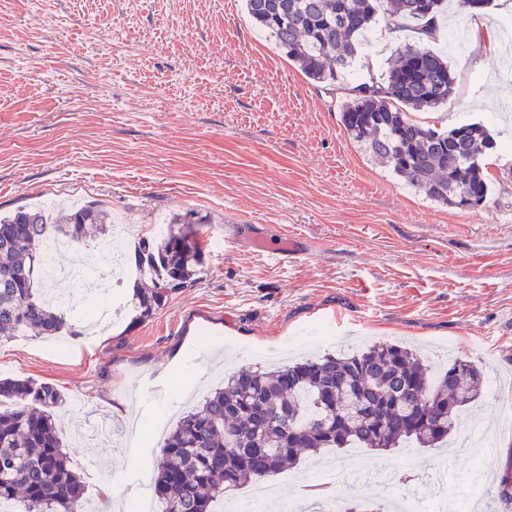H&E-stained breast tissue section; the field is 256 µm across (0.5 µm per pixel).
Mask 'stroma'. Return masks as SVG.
<instances>
[{
  "mask_svg": "<svg viewBox=\"0 0 512 512\" xmlns=\"http://www.w3.org/2000/svg\"><path fill=\"white\" fill-rule=\"evenodd\" d=\"M481 19L495 49L475 47L472 14L453 0L434 50L457 79L448 104L414 113L442 130L480 122L512 138V14ZM481 158L492 197L469 210L438 205L375 163L344 132L329 94L274 46L243 0H0V213L66 197L125 216L129 239L190 209L199 282L138 322L120 317L97 339H1L0 377L56 386L61 414L125 433L137 457L97 436L74 443L86 493L118 482L136 512L138 460L159 463L161 438L225 373L376 342L446 351L482 366L477 403L454 439L512 441L499 403L512 396V162ZM300 241L269 255L257 239ZM94 412L74 408L75 398ZM335 474L339 502L389 512L419 496L425 512L487 501L512 477V448L487 456L444 448L328 449L277 475L297 499Z\"/></svg>",
  "mask_w": 512,
  "mask_h": 512,
  "instance_id": "stroma-1",
  "label": "stroma"
}]
</instances>
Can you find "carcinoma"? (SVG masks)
<instances>
[{
  "label": "carcinoma",
  "instance_id": "cac0c4a2",
  "mask_svg": "<svg viewBox=\"0 0 512 512\" xmlns=\"http://www.w3.org/2000/svg\"><path fill=\"white\" fill-rule=\"evenodd\" d=\"M443 2L245 0V9L310 81L344 93L341 124L366 153L429 200L462 208L467 198L482 205L490 196L481 157L497 142L481 122L441 132L409 116L455 93L444 57L409 45L381 79L344 82L379 14L430 36ZM106 219L98 201L65 204L55 216L21 208L0 218V337L77 335L67 314L41 299L44 241L105 239L112 232ZM208 223L189 210L171 219L164 236L139 239L133 261L151 287L127 301L138 320L200 279L205 252L195 225ZM483 383L481 370L463 355L434 374L411 349L392 343L271 370L240 369L165 438L153 498L164 512H216L225 493L325 448H435L448 441L458 413L479 399ZM64 403L50 383L0 378V501L23 512H82L84 484L55 421Z\"/></svg>",
  "mask_w": 512,
  "mask_h": 512
}]
</instances>
